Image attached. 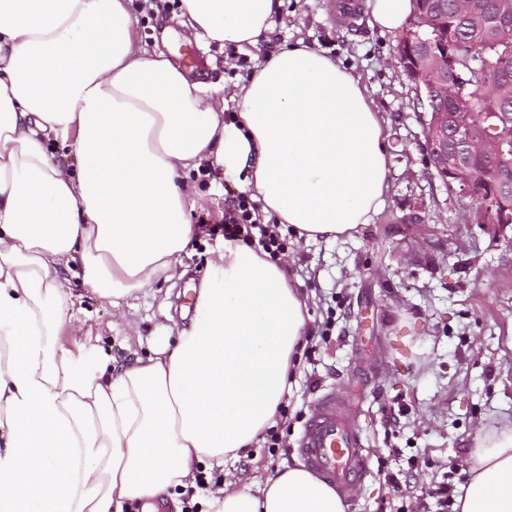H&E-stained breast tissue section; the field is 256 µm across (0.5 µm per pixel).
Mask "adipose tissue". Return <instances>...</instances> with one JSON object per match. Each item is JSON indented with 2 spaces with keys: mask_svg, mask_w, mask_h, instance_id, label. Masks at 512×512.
<instances>
[{
  "mask_svg": "<svg viewBox=\"0 0 512 512\" xmlns=\"http://www.w3.org/2000/svg\"><path fill=\"white\" fill-rule=\"evenodd\" d=\"M277 0H181L205 44L258 47ZM239 108L224 121V99ZM74 141L76 162L52 152ZM387 132L360 80L297 43L232 94L141 47L129 0H0V512H125L195 486L276 423L306 304L284 264L225 240L176 352L116 366L83 325L59 329L81 260L128 327L127 306L174 279L194 228L183 174L244 178L266 217L334 241L384 208ZM455 512H512V424L478 439ZM205 512H347L302 464L222 483Z\"/></svg>",
  "mask_w": 512,
  "mask_h": 512,
  "instance_id": "obj_1",
  "label": "adipose tissue"
}]
</instances>
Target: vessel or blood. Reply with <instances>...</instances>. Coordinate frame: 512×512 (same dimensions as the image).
Instances as JSON below:
<instances>
[{
	"instance_id": "b4317fda",
	"label": "vessel or blood",
	"mask_w": 512,
	"mask_h": 512,
	"mask_svg": "<svg viewBox=\"0 0 512 512\" xmlns=\"http://www.w3.org/2000/svg\"><path fill=\"white\" fill-rule=\"evenodd\" d=\"M297 444L304 463L343 495L367 475L361 432L344 394L332 391L317 400Z\"/></svg>"
}]
</instances>
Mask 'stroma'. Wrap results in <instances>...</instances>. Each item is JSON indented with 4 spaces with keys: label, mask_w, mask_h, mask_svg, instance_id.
Wrapping results in <instances>:
<instances>
[{
    "label": "stroma",
    "mask_w": 512,
    "mask_h": 512,
    "mask_svg": "<svg viewBox=\"0 0 512 512\" xmlns=\"http://www.w3.org/2000/svg\"><path fill=\"white\" fill-rule=\"evenodd\" d=\"M180 0H132L137 37L148 50L197 53L189 78L232 91L256 66L303 42L359 77L387 121L385 206L353 237L302 242L282 226L291 283L306 298L316 350L300 359L272 434L210 471L213 481L251 486L297 461L296 438L321 394L345 391L361 430L368 476L347 512H454L439 507L443 483H467L465 461L478 432L512 422V229L498 233L464 220L465 202L430 167L423 111L401 73L400 32L380 31L370 7L353 27L337 25L335 0H281L273 31L259 47L206 46L175 14ZM200 201L189 223L222 215L246 194L221 171L189 173ZM220 234L198 236L178 259L180 278L158 282L134 301L136 329L112 313L107 298L84 285L80 262L59 270L73 313L91 326L117 363L146 356L154 336H177L193 313Z\"/></svg>",
    "instance_id": "1"
}]
</instances>
